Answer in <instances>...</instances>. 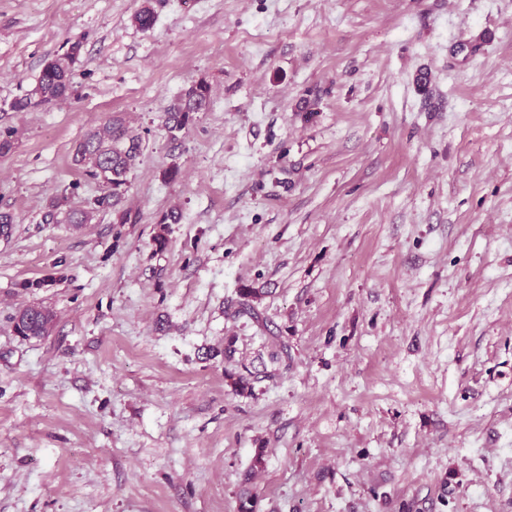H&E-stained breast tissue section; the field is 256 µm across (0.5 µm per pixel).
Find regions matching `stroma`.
<instances>
[{
    "label": "stroma",
    "instance_id": "obj_1",
    "mask_svg": "<svg viewBox=\"0 0 512 512\" xmlns=\"http://www.w3.org/2000/svg\"><path fill=\"white\" fill-rule=\"evenodd\" d=\"M113 117L129 224L71 164ZM0 133V512H512V0H0ZM79 48L80 43L75 42L70 53L53 58L44 65L37 85L31 93L32 96L38 97L37 101L49 103L67 97L71 88V66ZM32 96L15 99L11 103V109L16 112L28 110L35 105ZM210 85L203 80L192 84L176 101L170 105L165 116V128L171 138H176L175 132L188 127L196 112L204 110L210 98ZM15 329L23 336L41 337L47 333L52 322L49 310L38 305L21 309L14 318Z\"/></svg>",
    "mask_w": 512,
    "mask_h": 512
}]
</instances>
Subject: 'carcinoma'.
<instances>
[{
	"label": "carcinoma",
	"mask_w": 512,
	"mask_h": 512,
	"mask_svg": "<svg viewBox=\"0 0 512 512\" xmlns=\"http://www.w3.org/2000/svg\"><path fill=\"white\" fill-rule=\"evenodd\" d=\"M79 48L80 43L76 42L71 52L49 60L42 69L33 95L15 99L11 103V109L16 112L28 110L34 105V95L42 103L67 97L71 88V66ZM210 93V85L200 80L187 88L170 105L165 116V128L171 138H176V133L188 127L195 113L206 108ZM141 153L140 137L125 129L118 119L109 120L97 131L77 142L72 149L73 166L108 185V191L95 199L94 206L115 213L119 224L131 221L130 211L120 208V205L123 188L128 184V176ZM239 295L242 301L238 313L260 320L255 306L257 292L252 288H242ZM51 322L52 314L49 310L38 305H30L21 309L15 316V329L23 336L41 337L47 333Z\"/></svg>",
	"instance_id": "carcinoma-1"
}]
</instances>
